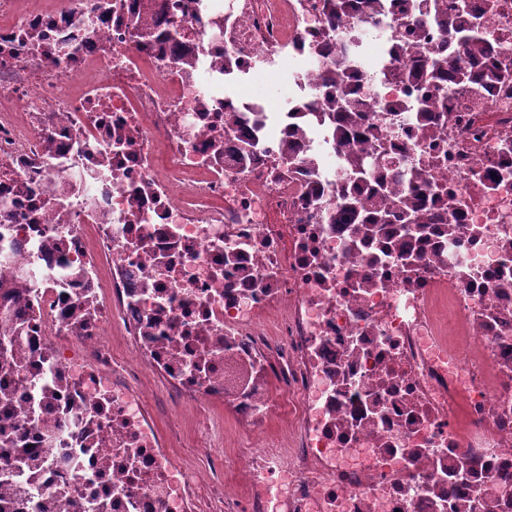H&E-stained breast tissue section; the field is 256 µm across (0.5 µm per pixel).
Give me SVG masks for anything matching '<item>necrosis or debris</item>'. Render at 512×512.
Wrapping results in <instances>:
<instances>
[{"mask_svg":"<svg viewBox=\"0 0 512 512\" xmlns=\"http://www.w3.org/2000/svg\"><path fill=\"white\" fill-rule=\"evenodd\" d=\"M321 2L0 0V280L27 281L0 468L36 448L47 512H234L157 428L185 404L253 437L250 512H512V0H468L448 92L454 0H351L328 31ZM284 59L287 109L239 93ZM339 64L361 177L316 112ZM411 167L422 223L364 238ZM293 395L289 447L266 426Z\"/></svg>","mask_w":512,"mask_h":512,"instance_id":"necrosis-or-debris-1","label":"necrosis or debris"}]
</instances>
